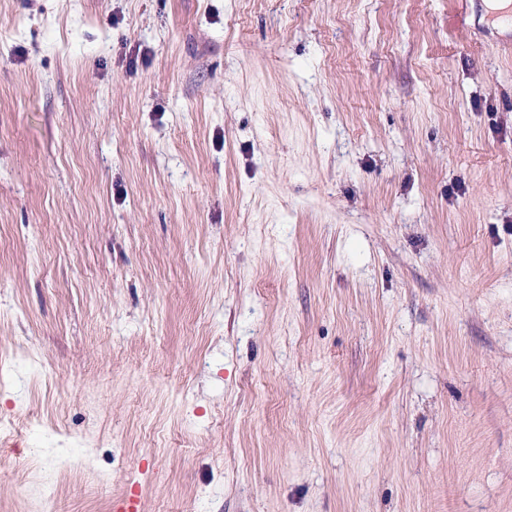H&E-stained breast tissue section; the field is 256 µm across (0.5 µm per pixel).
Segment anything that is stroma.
<instances>
[{"mask_svg": "<svg viewBox=\"0 0 512 512\" xmlns=\"http://www.w3.org/2000/svg\"><path fill=\"white\" fill-rule=\"evenodd\" d=\"M0 512H512V5L0 0Z\"/></svg>", "mask_w": 512, "mask_h": 512, "instance_id": "1", "label": "stroma"}]
</instances>
